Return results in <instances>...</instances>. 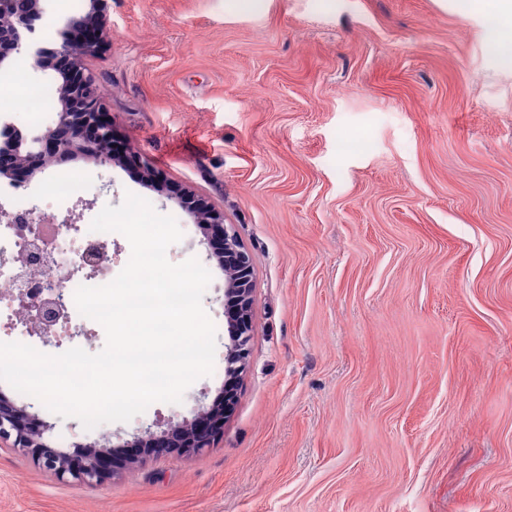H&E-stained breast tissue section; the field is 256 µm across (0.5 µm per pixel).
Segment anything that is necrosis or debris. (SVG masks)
I'll use <instances>...</instances> for the list:
<instances>
[{
    "label": "necrosis or debris",
    "mask_w": 512,
    "mask_h": 512,
    "mask_svg": "<svg viewBox=\"0 0 512 512\" xmlns=\"http://www.w3.org/2000/svg\"><path fill=\"white\" fill-rule=\"evenodd\" d=\"M82 180L75 175H67L55 179L47 190L51 197L50 205L33 208L24 190L14 186L0 185V302H14L21 289L28 283L19 276L18 264L28 244L17 232L12 219L28 213L34 214L44 234L53 239L51 275L59 288L62 289L67 305V314L78 317L79 312L74 301V293L79 286H100L105 282L103 275L88 276L84 270L87 266L84 250L66 249L68 233L80 234L87 244L97 250H108L112 244V235L108 232L92 231L89 225L76 222L74 202L81 197ZM17 314L22 335H34L35 329L21 307L13 309Z\"/></svg>",
    "instance_id": "necrosis-or-debris-1"
}]
</instances>
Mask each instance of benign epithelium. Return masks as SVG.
<instances>
[{
  "label": "benign epithelium",
  "instance_id": "7a95c632",
  "mask_svg": "<svg viewBox=\"0 0 512 512\" xmlns=\"http://www.w3.org/2000/svg\"><path fill=\"white\" fill-rule=\"evenodd\" d=\"M46 15L44 0H0V67L23 50L36 71H52L59 80L60 104L57 123L44 130L17 127L0 134V153L13 158L14 169L0 168V176L12 178L21 171L28 177L78 156H88L101 166L121 164L125 158L112 152V124L101 120L105 112L93 76L84 60L98 52L107 28L105 0H90V12L71 18L73 27H88L91 34L83 39H64L56 47L42 41L26 42L21 33L33 28ZM176 204L193 215L203 235L216 233L224 241V251L217 256L224 269V316L228 343L225 344L224 394L248 363L252 336L253 266L249 253L238 242L232 225L224 223V212L203 205L190 190L175 194ZM25 237L41 242L31 254V261L47 268L49 243L35 224L20 225ZM37 311L40 323L49 326L67 318L62 290L51 276H46L43 291L25 302ZM229 401H215L202 407L196 417L170 427L164 435V447L186 448L201 452L224 436V415L231 409ZM51 428L39 416L0 393V443L11 442L30 454L38 463L65 480L73 479L94 486L112 476V447L107 444H77L74 450H59L44 439Z\"/></svg>",
  "mask_w": 512,
  "mask_h": 512
}]
</instances>
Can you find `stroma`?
I'll use <instances>...</instances> for the list:
<instances>
[{
	"instance_id": "1",
	"label": "stroma",
	"mask_w": 512,
	"mask_h": 512,
	"mask_svg": "<svg viewBox=\"0 0 512 512\" xmlns=\"http://www.w3.org/2000/svg\"><path fill=\"white\" fill-rule=\"evenodd\" d=\"M481 0H108L86 60L114 136L161 174L76 159L94 211L126 193L176 218L170 261L212 275L214 369L182 402L86 429L0 381L72 450L116 445L88 487L0 447V512H512V71ZM364 140L341 149L342 139ZM186 188L223 210L253 273V332L224 436L123 444L224 387V272Z\"/></svg>"
}]
</instances>
